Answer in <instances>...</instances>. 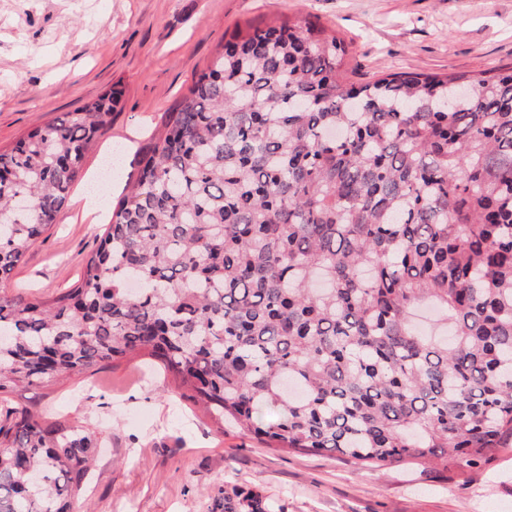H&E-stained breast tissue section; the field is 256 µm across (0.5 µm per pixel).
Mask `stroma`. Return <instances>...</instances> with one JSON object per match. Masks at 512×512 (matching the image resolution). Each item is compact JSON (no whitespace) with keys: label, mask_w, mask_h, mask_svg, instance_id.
<instances>
[{"label":"stroma","mask_w":512,"mask_h":512,"mask_svg":"<svg viewBox=\"0 0 512 512\" xmlns=\"http://www.w3.org/2000/svg\"><path fill=\"white\" fill-rule=\"evenodd\" d=\"M288 16L350 43L354 83L387 71L512 66V0H0V149L110 86L122 91L111 127L85 157L83 180L0 291L49 298L74 283L104 225L83 217L78 194L98 183L118 149L123 159L107 185L120 194L137 150L224 41ZM9 400L99 433L82 512H211L219 490L233 485L281 512H512V449L443 472L271 448L218 432L172 378L146 372L139 357Z\"/></svg>","instance_id":"1"}]
</instances>
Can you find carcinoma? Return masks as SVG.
I'll use <instances>...</instances> for the list:
<instances>
[{"label": "carcinoma", "instance_id": "1", "mask_svg": "<svg viewBox=\"0 0 512 512\" xmlns=\"http://www.w3.org/2000/svg\"><path fill=\"white\" fill-rule=\"evenodd\" d=\"M348 54L310 20L235 34L165 113L77 282L0 293V512H76L100 447L7 395L141 354L270 447L440 471L512 447V68L355 86ZM117 102L0 151V279ZM219 505L273 509L240 487Z\"/></svg>", "mask_w": 512, "mask_h": 512}]
</instances>
